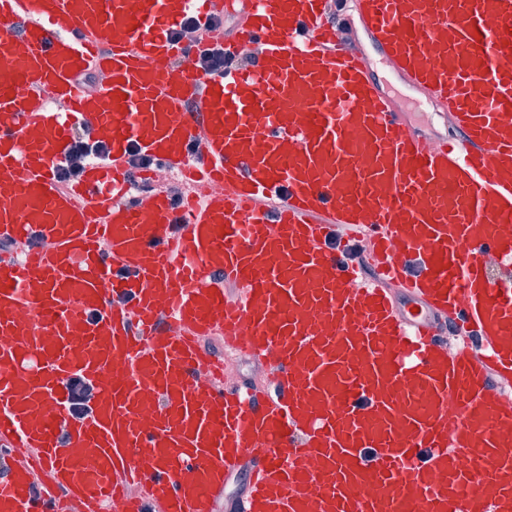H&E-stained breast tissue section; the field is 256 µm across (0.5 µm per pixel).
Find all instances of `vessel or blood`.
I'll return each instance as SVG.
<instances>
[{"instance_id": "1", "label": "vessel or blood", "mask_w": 512, "mask_h": 512, "mask_svg": "<svg viewBox=\"0 0 512 512\" xmlns=\"http://www.w3.org/2000/svg\"><path fill=\"white\" fill-rule=\"evenodd\" d=\"M339 4L0 0V512H512V0ZM190 15L255 61L198 76ZM200 30L201 26L197 19L193 16H188L179 24L171 26L165 33L170 39L175 41L190 40L199 43L201 40L194 34ZM107 156V145L92 140L86 130L74 135L65 160L55 166L58 182L62 187H69L78 177L86 162L90 160L103 161ZM132 182L140 191L151 192L154 190L152 176L144 177V174L156 173L161 169L156 168L151 158L143 156L139 153L135 145L132 146ZM70 395L69 414L73 417L83 416L89 409L94 397V387L80 377H73L67 382Z\"/></svg>"}]
</instances>
